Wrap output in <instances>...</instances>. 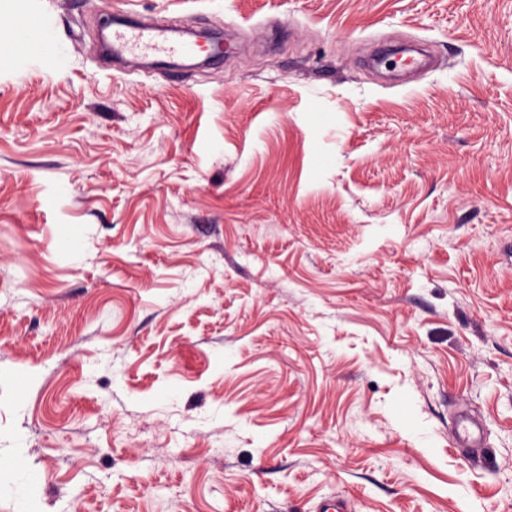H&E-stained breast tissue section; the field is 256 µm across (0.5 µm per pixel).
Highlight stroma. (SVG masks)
<instances>
[{
  "label": "stroma",
  "mask_w": 512,
  "mask_h": 512,
  "mask_svg": "<svg viewBox=\"0 0 512 512\" xmlns=\"http://www.w3.org/2000/svg\"><path fill=\"white\" fill-rule=\"evenodd\" d=\"M1 456L30 512H512V0H0ZM172 30L160 24L141 26L120 24L112 29V51L115 55L150 56L164 60L175 55H187L193 46L170 35ZM10 50L16 65L20 68L27 67L34 60L39 61L42 66L49 69L57 68L64 64V57L61 55L38 56L36 48L20 40L17 34L11 44ZM482 423L466 412L456 416L454 444L458 448H485ZM34 480V473L24 467L20 460L0 461V491L10 495L17 512L29 511L28 489Z\"/></svg>",
  "instance_id": "stroma-1"
}]
</instances>
